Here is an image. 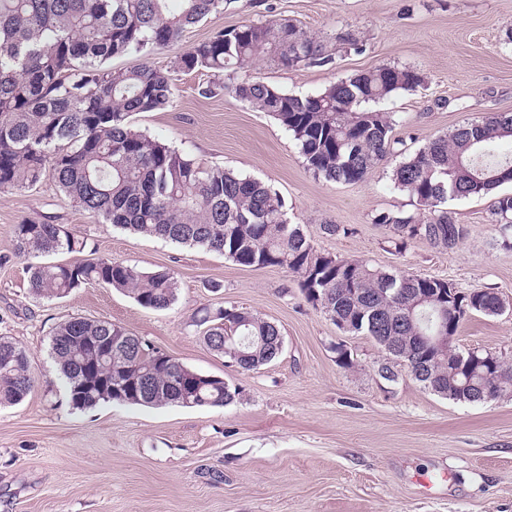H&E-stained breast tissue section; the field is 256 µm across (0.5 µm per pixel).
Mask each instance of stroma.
Segmentation results:
<instances>
[{
    "label": "stroma",
    "instance_id": "obj_1",
    "mask_svg": "<svg viewBox=\"0 0 512 512\" xmlns=\"http://www.w3.org/2000/svg\"><path fill=\"white\" fill-rule=\"evenodd\" d=\"M281 19L320 40L333 65L285 69L267 57L249 75L303 96L380 65L411 67L422 84L380 105L409 150L488 113L512 112V0H229L153 62L166 66L217 30ZM206 80L202 72L176 74L173 106L133 114L132 125L204 165L269 184L318 251L498 294L506 311L470 315L455 345L512 362V249L491 222V198L448 201L468 229L456 250L416 241L395 252L374 217L416 208L392 183L400 155L363 182L325 181L272 117L228 95L199 96ZM24 221L61 224L86 241V250L52 262L96 253L144 272L170 270L176 303L150 310L100 286L33 297L28 262L12 246ZM326 224L349 232L326 235ZM231 306L279 325L276 360L244 374L208 349L200 318ZM79 316L120 324L240 395L219 408L74 409L50 336ZM0 336L25 349L37 377L22 402L0 408V512H512V397L439 398L370 337L339 329L308 304L287 269L244 267L96 223L49 179L0 193ZM385 362L396 381L380 377Z\"/></svg>",
    "mask_w": 512,
    "mask_h": 512
}]
</instances>
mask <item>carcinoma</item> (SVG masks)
<instances>
[{"label": "carcinoma", "instance_id": "cac0c4a2", "mask_svg": "<svg viewBox=\"0 0 512 512\" xmlns=\"http://www.w3.org/2000/svg\"><path fill=\"white\" fill-rule=\"evenodd\" d=\"M0 0V193L50 177L61 193L101 224L219 254L245 267H286L307 303L342 330L371 337L401 361L421 387L456 403L488 402L512 393V363L474 361L449 338L463 312L495 315L502 299L458 290L435 277L371 267L317 251L286 218L283 198L268 184L220 166L205 167L139 131L134 113L169 107L174 74L206 71L202 96L224 92L272 116L293 137L306 167L327 181L366 180L396 150V121L374 104L417 87L410 67L377 66L299 96L238 73L271 55L284 68L333 63L316 37L288 20L221 29L173 57L165 67L144 63L115 69L119 56L160 54L184 32L224 9V0ZM512 113L493 112L409 152L392 182L416 203L413 213L381 212L401 252L413 241L454 251L465 225L444 208L450 198L491 197L492 221L512 229ZM85 244L63 225L23 222L13 229L15 255L28 264L29 292L58 299L92 285L122 290L142 307L165 310L177 300L166 271L142 272L110 257L74 264L37 258ZM207 347L242 373L282 353L280 328L245 308H219L200 320ZM52 358L69 384L75 409L116 402L223 407L239 390L221 377L189 369L117 324L71 318L52 330ZM36 383L25 350L0 337V405L25 398Z\"/></svg>", "mask_w": 512, "mask_h": 512}]
</instances>
